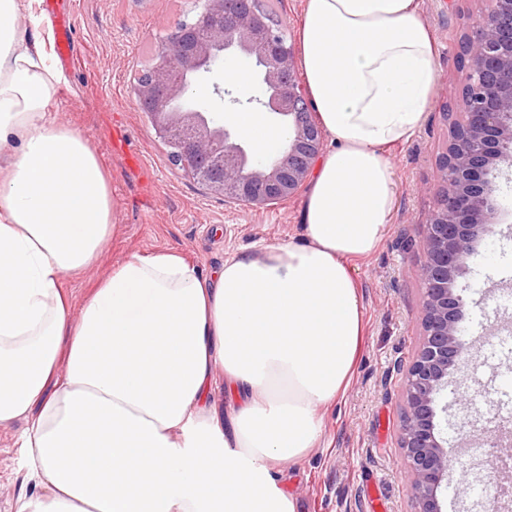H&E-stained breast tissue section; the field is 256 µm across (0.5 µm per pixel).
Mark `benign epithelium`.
Returning <instances> with one entry per match:
<instances>
[{"mask_svg": "<svg viewBox=\"0 0 512 512\" xmlns=\"http://www.w3.org/2000/svg\"><path fill=\"white\" fill-rule=\"evenodd\" d=\"M490 2L468 38L463 121L439 157L441 181L419 243L424 253L422 332L408 368L400 425L414 512H443L439 493L448 481L450 450L439 430V412L447 407H438L437 399L467 354L461 336L465 305L455 283L478 244L496 233L502 215L496 179L503 165L512 167V0ZM229 9L230 0H201L194 18L159 44L155 62L132 92L170 148L174 165L212 194L267 208L302 190L323 151V131L296 79L295 50L279 19L263 0H246L230 20ZM178 51L182 74L174 79ZM228 58L254 64L259 95L248 101L279 116L280 128L288 132L285 145L266 158L246 148L229 126L183 103L193 73L211 93L222 94L219 67ZM483 434L489 447L506 449L504 457L512 460L511 429L487 427ZM471 469L494 491L495 512H512V466L490 469L479 459Z\"/></svg>", "mask_w": 512, "mask_h": 512, "instance_id": "1", "label": "benign epithelium"}]
</instances>
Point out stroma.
I'll return each instance as SVG.
<instances>
[{"instance_id": "stroma-1", "label": "stroma", "mask_w": 512, "mask_h": 512, "mask_svg": "<svg viewBox=\"0 0 512 512\" xmlns=\"http://www.w3.org/2000/svg\"><path fill=\"white\" fill-rule=\"evenodd\" d=\"M486 6V0H420L437 41L436 94L423 126L390 151L392 214L379 248L354 264L366 335L351 383L336 404L323 410L317 448L278 473L302 512L414 510L399 435L405 374L419 342L424 255L418 248L405 249L404 242L422 239L434 207L438 158L448 143L450 122L462 112L460 38L473 32ZM194 13L193 0H74L77 57L59 70L60 84L47 110L89 140L109 178L118 230L96 269L65 277L73 305H80L97 277L134 254L173 250L208 272L235 251L301 233L305 194L253 209L209 193L173 165L167 146L135 102L131 88L153 64L160 40ZM500 229L495 239L480 244L458 282L471 313L462 323L469 363L449 375L443 395L448 419L441 428L452 448L466 440L461 418L476 413L473 398L480 384L472 365L483 361L497 319L512 318V309L483 317L473 311L479 294L512 289V216L504 217ZM20 431L17 425L0 429V512L23 481L17 465ZM469 443L468 457L485 456L479 440Z\"/></svg>"}]
</instances>
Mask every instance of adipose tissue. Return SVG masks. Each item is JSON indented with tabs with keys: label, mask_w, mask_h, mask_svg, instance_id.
I'll return each mask as SVG.
<instances>
[{
	"label": "adipose tissue",
	"mask_w": 512,
	"mask_h": 512,
	"mask_svg": "<svg viewBox=\"0 0 512 512\" xmlns=\"http://www.w3.org/2000/svg\"><path fill=\"white\" fill-rule=\"evenodd\" d=\"M24 9L0 0V427L24 424L12 512H297L274 468L314 447L350 383L351 263L391 216L385 149L415 135L436 90L419 0H305L298 63L330 147L300 239L208 273L134 255L77 308L61 280L110 245L111 191L86 138L47 117L59 79L45 40L19 31ZM226 119L263 157L287 137L257 111Z\"/></svg>",
	"instance_id": "adipose-tissue-1"
}]
</instances>
